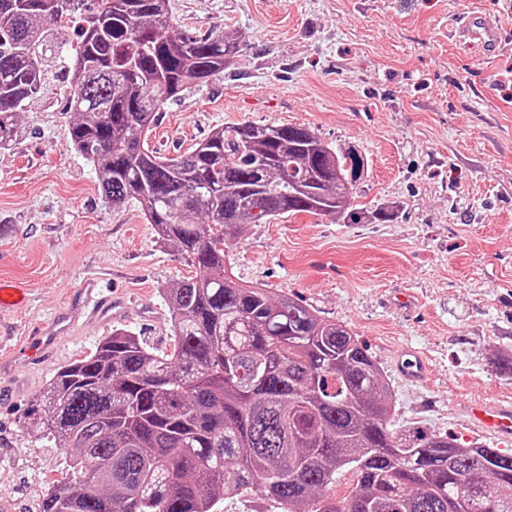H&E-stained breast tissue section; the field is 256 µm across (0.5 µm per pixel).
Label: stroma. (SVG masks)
Instances as JSON below:
<instances>
[{
	"label": "stroma",
	"instance_id": "obj_1",
	"mask_svg": "<svg viewBox=\"0 0 512 512\" xmlns=\"http://www.w3.org/2000/svg\"><path fill=\"white\" fill-rule=\"evenodd\" d=\"M169 9L180 29L235 32L242 47L165 107L150 147L172 156L218 127L302 124L365 157V210L397 213L385 223L300 214L249 225L228 250L233 274L356 333L392 387L395 429L512 448L464 412L512 401L496 361L512 355V0H170ZM473 11L506 29L493 55L458 31ZM75 44L61 29L46 85L0 153V282L26 296L0 310V386L12 393L0 404V503L12 512H30L58 470L55 450L22 428L31 399L112 328L168 350L163 292L198 273L158 242L135 202L106 203L99 171L70 147ZM90 276L112 299L108 318L61 337L60 355L33 370L29 336ZM404 347L428 356L424 382L396 372Z\"/></svg>",
	"mask_w": 512,
	"mask_h": 512
}]
</instances>
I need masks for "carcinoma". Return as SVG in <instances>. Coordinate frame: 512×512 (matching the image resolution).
<instances>
[{
	"instance_id": "1",
	"label": "carcinoma",
	"mask_w": 512,
	"mask_h": 512,
	"mask_svg": "<svg viewBox=\"0 0 512 512\" xmlns=\"http://www.w3.org/2000/svg\"><path fill=\"white\" fill-rule=\"evenodd\" d=\"M167 3L0 0V151L42 90L45 25L79 15L70 144L107 203L136 201L202 272L164 291L169 352L115 328L30 402L23 429L62 460L37 512H216L251 492L283 512H512V453L392 430L391 387L356 334L227 273L226 248L250 224L359 223L343 177L354 157L292 124L216 128L174 157L151 148L165 106L241 47L235 32L179 29ZM344 471L356 484L338 502Z\"/></svg>"
}]
</instances>
